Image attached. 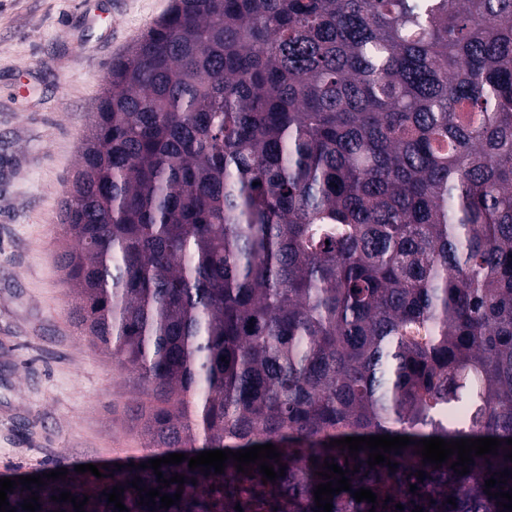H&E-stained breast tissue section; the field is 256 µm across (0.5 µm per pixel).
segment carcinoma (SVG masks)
Segmentation results:
<instances>
[{"label": "carcinoma", "instance_id": "cac0c4a2", "mask_svg": "<svg viewBox=\"0 0 512 512\" xmlns=\"http://www.w3.org/2000/svg\"><path fill=\"white\" fill-rule=\"evenodd\" d=\"M61 224L73 318L138 392L136 463L271 443L286 465L267 483L232 459L163 465L186 483L156 512H313L331 459L351 479L332 512H500L512 0H171L112 62ZM386 434L501 447L460 476L455 454L437 469L409 445L392 472L330 446ZM136 477L159 487L152 468L70 469L7 501L119 512V485L151 512Z\"/></svg>", "mask_w": 512, "mask_h": 512}]
</instances>
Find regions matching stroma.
I'll use <instances>...</instances> for the list:
<instances>
[{"label": "stroma", "mask_w": 512, "mask_h": 512, "mask_svg": "<svg viewBox=\"0 0 512 512\" xmlns=\"http://www.w3.org/2000/svg\"><path fill=\"white\" fill-rule=\"evenodd\" d=\"M170 0H0V475L125 463L137 392L74 325L62 202L113 60Z\"/></svg>", "instance_id": "stroma-1"}]
</instances>
